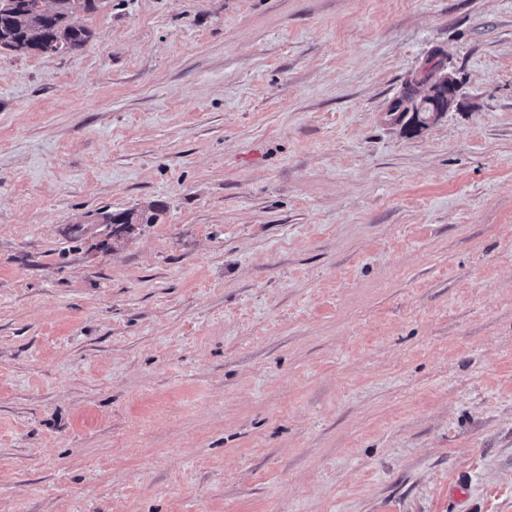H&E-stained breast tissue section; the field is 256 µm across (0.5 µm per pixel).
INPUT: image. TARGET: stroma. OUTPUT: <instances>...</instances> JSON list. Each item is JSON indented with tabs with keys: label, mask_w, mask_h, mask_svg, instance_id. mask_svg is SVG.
<instances>
[{
	"label": "stroma",
	"mask_w": 512,
	"mask_h": 512,
	"mask_svg": "<svg viewBox=\"0 0 512 512\" xmlns=\"http://www.w3.org/2000/svg\"><path fill=\"white\" fill-rule=\"evenodd\" d=\"M77 21L0 51V512H512V0ZM439 64L441 63H436L431 68V74L440 69ZM425 85L427 91L422 93V97L426 101L417 109L410 111L413 116L411 125L421 129L438 121L453 104L457 94L456 84L448 73H434ZM425 106L429 107L427 114L424 113Z\"/></svg>",
	"instance_id": "obj_1"
}]
</instances>
